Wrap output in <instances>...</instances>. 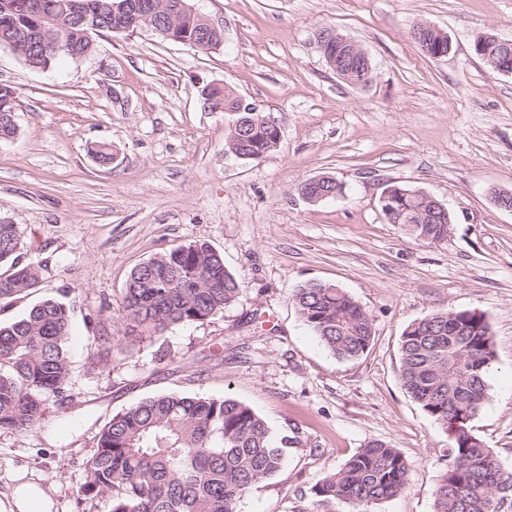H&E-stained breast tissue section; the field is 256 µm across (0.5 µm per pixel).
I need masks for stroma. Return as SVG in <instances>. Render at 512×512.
<instances>
[{
	"mask_svg": "<svg viewBox=\"0 0 512 512\" xmlns=\"http://www.w3.org/2000/svg\"><path fill=\"white\" fill-rule=\"evenodd\" d=\"M224 28L201 52L151 30L106 33L89 56L33 69L0 48V84L18 95L17 133L0 139V216L17 224L22 259L42 267L38 292L71 305L72 372L32 431L0 430V497L24 473L55 512H107L83 495L98 432L143 398L232 396L276 436L293 437L283 468L238 512H312L310 489L359 448L381 440L411 465L405 493L373 512H434L452 440L403 388L405 328L437 311L475 310L490 324L495 361L474 434L512 472V74L475 54L484 34L512 39V0H195ZM427 21L453 49L428 58L411 37ZM331 28L369 54L374 79L355 88L326 64ZM223 84L281 129L274 151L244 161L224 143L229 119L200 92ZM113 155L96 156L100 147ZM342 197L306 201L316 176ZM391 183L426 191L453 214L448 239L419 244L387 223ZM208 242L243 284L203 322L172 327L125 351L121 298L139 264ZM308 281L345 288L370 313L374 337L358 359H337L290 297Z\"/></svg>",
	"mask_w": 512,
	"mask_h": 512,
	"instance_id": "35a3bbf8",
	"label": "stroma"
}]
</instances>
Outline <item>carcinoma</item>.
<instances>
[{"instance_id": "carcinoma-1", "label": "carcinoma", "mask_w": 512, "mask_h": 512, "mask_svg": "<svg viewBox=\"0 0 512 512\" xmlns=\"http://www.w3.org/2000/svg\"><path fill=\"white\" fill-rule=\"evenodd\" d=\"M27 0H0V36L14 41L20 60L44 69L60 56L89 55L87 36L112 32L115 0H42L44 16L27 12ZM176 0H154L151 18L129 15L132 29L158 18L174 33L199 38L197 50L220 46L197 15L175 10ZM43 36L32 42L36 28ZM67 47L62 51L57 45ZM234 91L211 88V106L232 103ZM12 96L0 94V138L15 135ZM234 148L260 160L277 147L276 124L260 112H242ZM388 222L423 244L448 239V216L432 211L418 190L399 184L388 204ZM0 309L36 292L41 268L21 259V234L0 218ZM243 285L224 267L209 243L173 247L135 267L122 293L126 330L134 345L177 325L203 322L231 306ZM301 319L336 357L364 355L373 339L368 311L336 284L307 282L292 294ZM71 310L44 299L9 323H0V429L28 432L42 420L49 401L65 393L72 365ZM400 380L437 424L452 434L449 463L434 491V512H499L512 490V473L473 433L470 420L482 408L495 350L485 315L470 310L432 313L409 324L400 342ZM290 438H276L251 406L231 397L178 393L150 396L118 413L99 432L85 467L81 492L105 500L108 512H237L238 502L279 472ZM410 465L392 446L374 440L337 471L319 480L311 495L316 512H354L394 498L407 487Z\"/></svg>"}]
</instances>
